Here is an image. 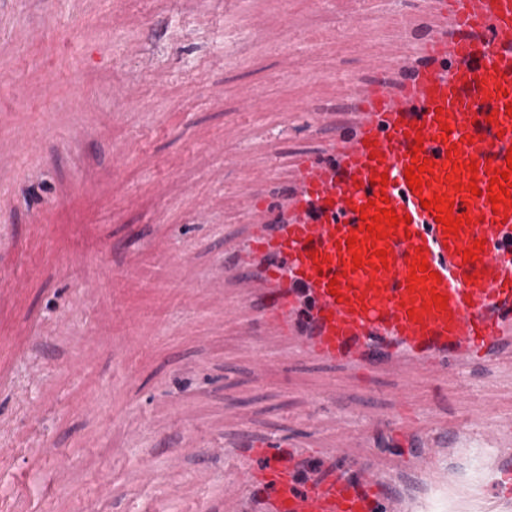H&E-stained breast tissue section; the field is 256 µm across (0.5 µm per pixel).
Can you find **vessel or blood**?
Here are the masks:
<instances>
[{
    "mask_svg": "<svg viewBox=\"0 0 512 512\" xmlns=\"http://www.w3.org/2000/svg\"><path fill=\"white\" fill-rule=\"evenodd\" d=\"M430 10L429 33L405 39L396 76L380 70L359 87L336 81L337 98L361 119L321 151L286 157L281 198L267 197L276 164L253 173L258 220L221 269L250 276L237 314L299 356L366 376L401 362L430 380L449 370L465 377L512 353V193L490 203L491 180L512 153V0H431ZM39 148L16 127L12 145L0 143V165ZM423 164L422 187L411 189L405 173ZM436 196L460 219L457 232L422 207ZM387 206L410 224L368 232V218ZM471 248L475 258L465 259ZM419 418L406 402L389 426L403 433ZM451 442L494 454L498 494L512 499L511 421L470 422ZM243 454L264 460L240 480L265 512H409L429 489L452 484L433 455L406 483L403 468L388 476L340 457L301 486L308 456L287 439L249 440Z\"/></svg>",
    "mask_w": 512,
    "mask_h": 512,
    "instance_id": "obj_1",
    "label": "vessel or blood"
}]
</instances>
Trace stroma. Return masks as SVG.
Here are the masks:
<instances>
[{"label": "stroma", "mask_w": 512, "mask_h": 512, "mask_svg": "<svg viewBox=\"0 0 512 512\" xmlns=\"http://www.w3.org/2000/svg\"><path fill=\"white\" fill-rule=\"evenodd\" d=\"M335 3L0 0V66L30 88L17 101L0 87V109L44 137L0 173V512H262L235 481L248 437L287 436L311 469L341 452L388 473L384 423L406 401L424 414L407 456L440 453L455 475L425 512H512L491 461L446 443L468 420L512 418V359L472 371L481 393L465 402L457 372L428 384L396 367L365 382L224 308L245 292L218 269L254 219L248 170L319 151L353 124L335 77L395 65L400 15L428 26L424 0H370L369 26L354 30L341 22L350 0ZM33 23L45 33L29 45ZM130 39L168 80L159 90L142 75L129 104L105 91L138 71ZM45 69L57 73L48 93ZM88 96L97 110L73 113Z\"/></svg>", "instance_id": "obj_1"}]
</instances>
